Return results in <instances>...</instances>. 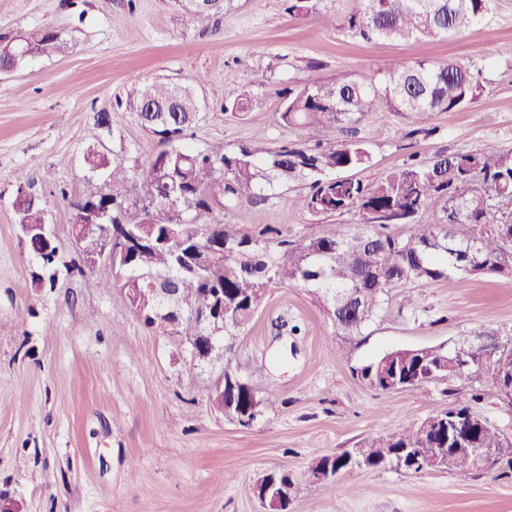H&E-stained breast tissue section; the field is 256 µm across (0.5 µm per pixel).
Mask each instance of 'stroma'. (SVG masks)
<instances>
[{
	"instance_id": "1",
	"label": "stroma",
	"mask_w": 512,
	"mask_h": 512,
	"mask_svg": "<svg viewBox=\"0 0 512 512\" xmlns=\"http://www.w3.org/2000/svg\"><path fill=\"white\" fill-rule=\"evenodd\" d=\"M359 6L310 0L292 14L288 0H225L203 30L174 0H0V34L54 27L68 42L65 53L0 76V493L14 499L15 512H263L253 479L277 469L295 478L290 512H512V474L353 470L338 494L307 478L315 453L333 455L421 422L447 408L451 389L479 392L473 412L512 437V406L478 377L382 391L356 374L385 351L448 348L477 330L512 341V275L407 284L417 308L393 295L352 338L336 335L306 289L275 288L231 351L195 362L186 343L142 324L118 283L80 268L71 202L102 184L87 150L132 168L159 149L125 104L134 82L192 88L201 110L186 141L195 149L262 152L342 138L337 128L280 125L278 90L342 72L379 81L394 60L453 59L480 70L481 94L435 113L426 138L407 137L404 114L359 116L354 127L372 153L359 178L376 179L412 154L512 149V0H495L463 33L409 43L350 31L343 18ZM200 74L205 83H196ZM230 88L249 92L247 116L225 110ZM103 112L108 125L87 142ZM21 173L46 206L58 247L50 287H38L40 263L16 224ZM309 187L262 186L247 222L234 211L225 220L248 233L284 224L297 236L358 222L352 211L328 220L309 214ZM228 368L275 401L252 427L214 409L195 384L199 374L219 381Z\"/></svg>"
}]
</instances>
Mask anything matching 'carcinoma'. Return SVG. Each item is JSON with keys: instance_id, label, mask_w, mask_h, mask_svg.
<instances>
[{"instance_id": "1", "label": "carcinoma", "mask_w": 512, "mask_h": 512, "mask_svg": "<svg viewBox=\"0 0 512 512\" xmlns=\"http://www.w3.org/2000/svg\"><path fill=\"white\" fill-rule=\"evenodd\" d=\"M493 0H362V6L344 19V25L366 40L384 39L407 43L422 38H448L480 22ZM14 35L0 36L3 63L19 70L37 56L65 51L63 31L44 28L23 34L26 54L11 50ZM479 73L457 61L421 62L413 66L394 60L380 85L364 84L348 75L316 80L278 91L279 124L300 129L339 128L346 138L334 145L289 144L258 154L248 145L195 150L183 143L196 107L190 88L165 82L135 83L127 103L138 112L142 125L158 138L161 149L131 169L104 153L91 151L86 162L103 176L102 187L78 199L80 211L107 224H132L140 237L158 240L167 225L178 226L187 241L207 235L224 240V266L211 271L205 281L178 268L167 251L151 249L127 264L118 259L92 270L96 277L120 279V288H141V275L152 270L176 278L182 306L197 314L208 311L214 291L224 289V317L235 326L226 336H238L249 326L268 292L288 285L308 289L329 306H338L331 323L344 337L358 336L373 322L392 289L413 282H434L453 274H468L477 261L482 274L493 276L512 271V151L438 153L421 160L411 155L402 164L364 182L350 172L371 161L368 144L356 137L350 123L357 114L373 111L379 101L391 112L408 115L407 136L431 133L429 123L437 112L464 107L481 94ZM247 92L225 93V107L244 113L249 109ZM311 180L303 206L312 215L331 216L353 210L361 217L356 225L338 224L306 238L265 227L256 234L241 233L224 221V210L235 207L262 184H292ZM168 189L177 190V211L158 207ZM432 202L441 204L442 216L423 223L421 212ZM401 213L407 231L396 233L387 220ZM20 224L44 223L45 207L32 193L15 203ZM43 267L56 262L45 254L43 239L26 238ZM485 333L458 340L452 347H428L410 355L399 353L389 363L391 384L380 378L379 359L357 369V375L374 379L383 391L398 387L420 388L430 382L460 378L466 363L479 378L496 387L512 377V346H501L500 356L482 357ZM447 411H471L470 400L456 397ZM444 444L425 430V423H408L396 434L365 441L366 463L386 468L407 451L424 459ZM476 447L491 448L512 471V440L489 422L476 437Z\"/></svg>"}]
</instances>
